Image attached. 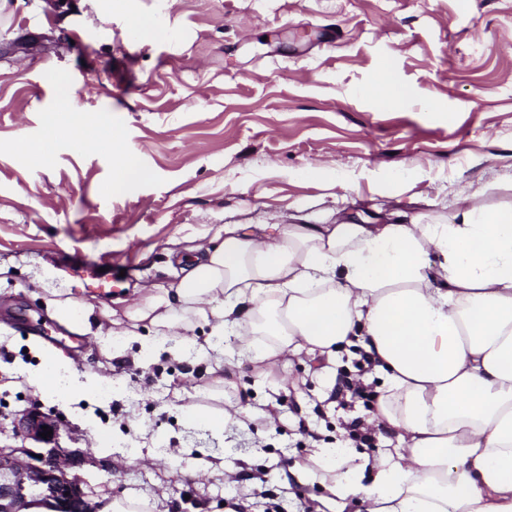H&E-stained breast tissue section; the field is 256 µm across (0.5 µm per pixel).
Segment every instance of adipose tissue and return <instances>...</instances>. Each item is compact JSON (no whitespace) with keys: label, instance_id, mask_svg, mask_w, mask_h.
I'll return each mask as SVG.
<instances>
[{"label":"adipose tissue","instance_id":"adipose-tissue-1","mask_svg":"<svg viewBox=\"0 0 512 512\" xmlns=\"http://www.w3.org/2000/svg\"><path fill=\"white\" fill-rule=\"evenodd\" d=\"M30 148L51 139L95 142L66 86ZM162 348L180 317L210 323L217 342L272 365L299 354L333 359L340 344L369 353L383 380L369 424L394 431L397 450L352 463L315 447L334 477L337 512H512V206L484 210L462 197L447 223L289 224L257 237L245 225L198 246L171 288L145 289L124 311ZM55 396L98 388L55 352L27 374Z\"/></svg>","mask_w":512,"mask_h":512}]
</instances>
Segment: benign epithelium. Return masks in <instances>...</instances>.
Here are the masks:
<instances>
[{
    "mask_svg": "<svg viewBox=\"0 0 512 512\" xmlns=\"http://www.w3.org/2000/svg\"><path fill=\"white\" fill-rule=\"evenodd\" d=\"M64 426L59 417L34 407L22 413L17 427L38 443L36 448L0 446V512H91L83 481L73 473L85 453L59 445ZM52 430L42 438L43 428Z\"/></svg>",
    "mask_w": 512,
    "mask_h": 512,
    "instance_id": "benign-epithelium-1",
    "label": "benign epithelium"
}]
</instances>
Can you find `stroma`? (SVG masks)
<instances>
[{
    "label": "stroma",
    "mask_w": 512,
    "mask_h": 512,
    "mask_svg": "<svg viewBox=\"0 0 512 512\" xmlns=\"http://www.w3.org/2000/svg\"><path fill=\"white\" fill-rule=\"evenodd\" d=\"M140 18L152 35H133ZM387 78L408 89L401 103L374 94ZM61 83L113 137L60 139L37 161L27 147ZM118 152L146 178L113 188ZM471 193L512 204V0H0V445H22L15 421L37 406L64 421L63 447L90 457L78 473L93 506L117 495L152 512H333L320 482L284 476L314 445L354 450L348 425L367 407L328 399L356 374L352 347L325 368L228 355L217 371L199 319L180 330L193 352L148 361L137 342L95 336L71 361L112 391L63 404L26 380L44 361L40 333L62 326L54 303L89 301L99 317L170 287L174 251L228 224L432 222ZM74 253L128 277L107 298L79 288L58 263ZM216 389L252 414L247 429L189 416L216 407ZM202 459L225 468L200 474Z\"/></svg>",
    "instance_id": "35a3bbf8"
}]
</instances>
